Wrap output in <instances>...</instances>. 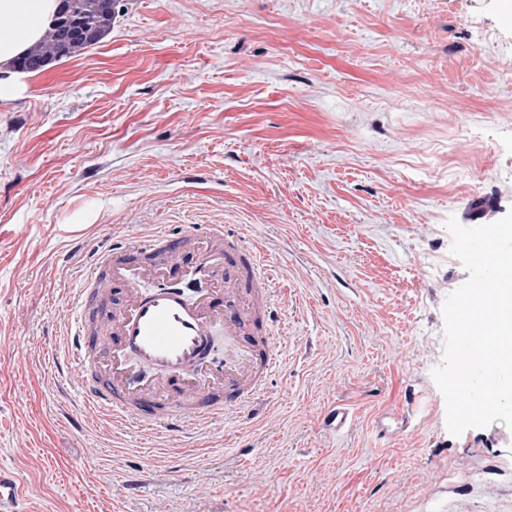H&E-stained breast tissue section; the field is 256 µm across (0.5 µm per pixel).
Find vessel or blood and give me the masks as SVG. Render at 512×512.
I'll list each match as a JSON object with an SVG mask.
<instances>
[{"label":"vessel or blood","mask_w":512,"mask_h":512,"mask_svg":"<svg viewBox=\"0 0 512 512\" xmlns=\"http://www.w3.org/2000/svg\"><path fill=\"white\" fill-rule=\"evenodd\" d=\"M259 250L209 227L207 244L193 232H158L97 254L78 291L69 360L89 405L120 422L175 429L185 418L208 423L241 408L262 389L277 360L269 323L275 291ZM153 289H146V281ZM224 329V372L205 351ZM349 408L331 406L324 428L342 433ZM0 512H22L20 479L0 466Z\"/></svg>","instance_id":"obj_1"}]
</instances>
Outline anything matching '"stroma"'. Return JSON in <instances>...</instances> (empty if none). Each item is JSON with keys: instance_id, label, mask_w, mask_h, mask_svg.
I'll return each mask as SVG.
<instances>
[{"instance_id": "35a3bbf8", "label": "stroma", "mask_w": 512, "mask_h": 512, "mask_svg": "<svg viewBox=\"0 0 512 512\" xmlns=\"http://www.w3.org/2000/svg\"><path fill=\"white\" fill-rule=\"evenodd\" d=\"M502 0H117L0 102V465L25 512H512V430L452 436L431 372L512 210ZM223 225L261 248L280 358L248 408L115 423L64 367L96 253ZM354 414L341 434L328 406ZM352 421L353 415L350 409L342 404L331 406L322 416L324 428L336 434H340L347 429Z\"/></svg>"}]
</instances>
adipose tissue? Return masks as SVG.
<instances>
[{"label":"adipose tissue","instance_id":"1","mask_svg":"<svg viewBox=\"0 0 512 512\" xmlns=\"http://www.w3.org/2000/svg\"><path fill=\"white\" fill-rule=\"evenodd\" d=\"M57 0H0V101L14 99L22 86L14 64L45 33Z\"/></svg>","mask_w":512,"mask_h":512}]
</instances>
